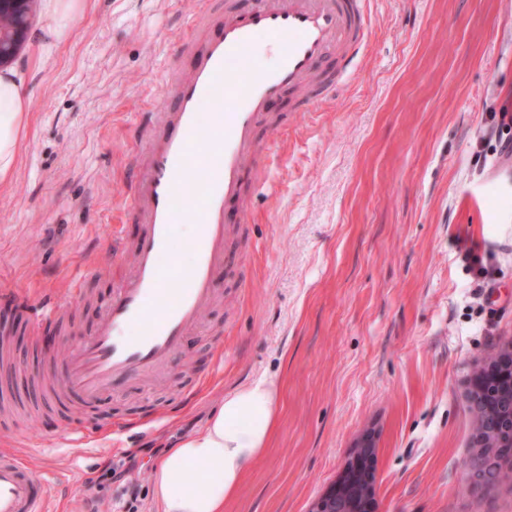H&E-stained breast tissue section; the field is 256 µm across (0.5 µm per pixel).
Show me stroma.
Wrapping results in <instances>:
<instances>
[{"label": "stroma", "instance_id": "35a3bbf8", "mask_svg": "<svg viewBox=\"0 0 512 512\" xmlns=\"http://www.w3.org/2000/svg\"><path fill=\"white\" fill-rule=\"evenodd\" d=\"M205 0H87L41 59L15 68L30 92L12 179L0 185V286L62 299L70 339L95 331L141 227L129 188L168 70ZM365 51L330 101L269 138L218 300L157 378L95 404L56 398L65 346L48 321L7 344L19 393L0 395V449L68 505L157 512L154 449L203 428L224 394L280 386L266 453L224 512H309L356 438L377 432L379 512H512V482L462 491L475 366L512 339V0H367ZM475 247L480 268L464 250ZM74 300H67L68 292Z\"/></svg>", "mask_w": 512, "mask_h": 512}]
</instances>
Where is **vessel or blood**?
<instances>
[{
  "instance_id": "vessel-or-blood-1",
  "label": "vessel or blood",
  "mask_w": 512,
  "mask_h": 512,
  "mask_svg": "<svg viewBox=\"0 0 512 512\" xmlns=\"http://www.w3.org/2000/svg\"><path fill=\"white\" fill-rule=\"evenodd\" d=\"M201 25L212 33L180 45L187 70L164 82V104L146 128L128 212L142 226L125 279L95 332L69 345L63 389L86 399L120 380L146 379L168 365L202 320L227 262L232 209H246V176L265 177L266 136L286 121L268 110L285 98L310 112L331 100L363 49L369 31L365 0H209ZM265 38L272 66L254 63ZM191 256L180 266L172 243L178 225ZM50 492L14 453L0 451V512H47Z\"/></svg>"
}]
</instances>
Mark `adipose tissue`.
<instances>
[{
	"label": "adipose tissue",
	"instance_id": "obj_1",
	"mask_svg": "<svg viewBox=\"0 0 512 512\" xmlns=\"http://www.w3.org/2000/svg\"><path fill=\"white\" fill-rule=\"evenodd\" d=\"M86 0H42L49 26L39 37L52 53ZM30 98L13 70L0 72V183L15 170L19 137ZM277 383L258 378L225 393L206 426L180 441L153 468L150 480L159 512H224L252 465L265 453L279 412Z\"/></svg>",
	"mask_w": 512,
	"mask_h": 512
}]
</instances>
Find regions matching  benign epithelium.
Masks as SVG:
<instances>
[{
	"mask_svg": "<svg viewBox=\"0 0 512 512\" xmlns=\"http://www.w3.org/2000/svg\"><path fill=\"white\" fill-rule=\"evenodd\" d=\"M33 0H0V68L13 64L28 41ZM512 365V340L502 342L485 359L477 373ZM506 412L492 416L478 397L470 393L467 407L474 428L468 456L470 486L481 481L483 470L495 467L498 478L512 476V455L504 451L499 425L512 422V398L505 401ZM376 433L366 432L355 442L351 458L336 484L313 505L310 512H378Z\"/></svg>",
	"mask_w": 512,
	"mask_h": 512,
	"instance_id": "7a95c632",
	"label": "benign epithelium"
}]
</instances>
